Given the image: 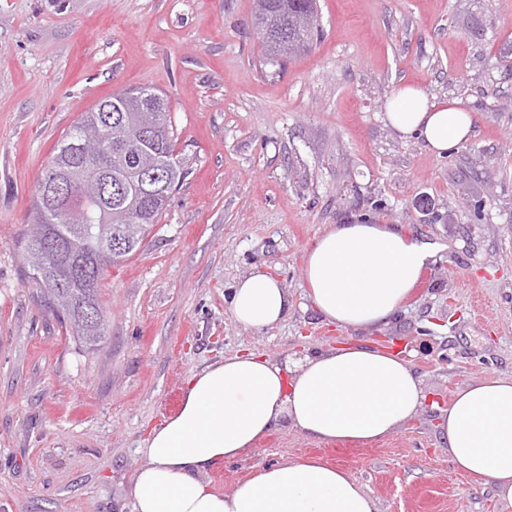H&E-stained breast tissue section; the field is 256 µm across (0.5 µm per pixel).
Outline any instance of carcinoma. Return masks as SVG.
Instances as JSON below:
<instances>
[{
    "mask_svg": "<svg viewBox=\"0 0 512 512\" xmlns=\"http://www.w3.org/2000/svg\"><path fill=\"white\" fill-rule=\"evenodd\" d=\"M316 15L317 0H255L254 21L265 53L279 55L284 35L298 42L297 49H306L315 34ZM111 114L120 117L106 133L112 150L104 158L91 159L77 147V139L95 125H103L102 117ZM170 127L164 95L149 87L114 92L73 122L37 180L32 223L41 226L47 242L37 243L30 226H25L19 240L23 272L84 348H93L105 335L106 320L98 296L102 276L139 250L171 195L188 176ZM130 138L137 141L142 161L161 173L145 190L127 175L124 146ZM58 172L92 182L108 179L112 193L87 197L79 220L71 222L66 198L52 204L43 198ZM88 311L98 313V324L83 332L75 324Z\"/></svg>",
    "mask_w": 512,
    "mask_h": 512,
    "instance_id": "cac0c4a2",
    "label": "carcinoma"
}]
</instances>
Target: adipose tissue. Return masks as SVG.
I'll return each instance as SVG.
<instances>
[{"label": "adipose tissue", "mask_w": 512, "mask_h": 512, "mask_svg": "<svg viewBox=\"0 0 512 512\" xmlns=\"http://www.w3.org/2000/svg\"><path fill=\"white\" fill-rule=\"evenodd\" d=\"M386 119L441 156L474 130L469 110L414 86L399 87ZM434 256L432 244L397 226L330 224L308 247L303 277L323 321L369 332L396 317ZM228 303L236 323L256 331L291 306L280 280L260 270L236 281ZM426 400L407 358L365 345L309 349L285 364L252 353L225 357L187 379L179 411L146 439L132 512H378L354 478L315 458L265 466L229 493L203 476L276 427L323 443L371 442L397 431ZM441 430L455 468L488 484L512 512V374L458 389Z\"/></svg>", "instance_id": "obj_1"}]
</instances>
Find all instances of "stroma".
Listing matches in <instances>:
<instances>
[{
  "instance_id": "stroma-1",
  "label": "stroma",
  "mask_w": 512,
  "mask_h": 512,
  "mask_svg": "<svg viewBox=\"0 0 512 512\" xmlns=\"http://www.w3.org/2000/svg\"><path fill=\"white\" fill-rule=\"evenodd\" d=\"M318 34L265 57L253 0H0V512H132L139 449L171 389L236 353L282 361L366 342L404 349L428 401L396 433L321 443L292 428L214 464L228 493L263 466L319 458L380 512H501L456 470L440 422L454 393L512 373V0H319ZM475 115L439 156L385 119L402 84ZM150 86L192 173L143 247L100 282L110 317L84 351L21 272L38 177L81 112ZM396 224L433 244L403 309L368 333L321 320L305 249L329 224ZM292 306L237 324L252 270Z\"/></svg>"
}]
</instances>
